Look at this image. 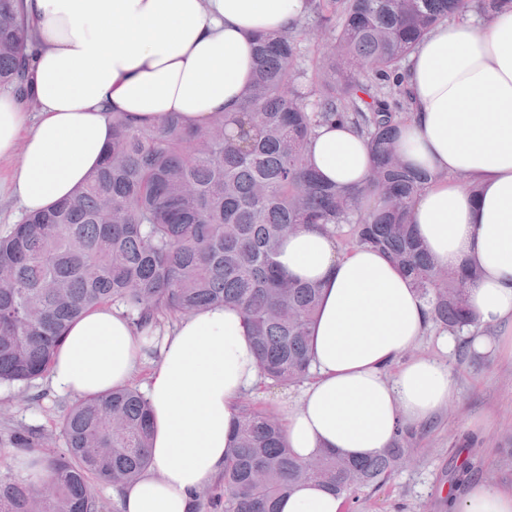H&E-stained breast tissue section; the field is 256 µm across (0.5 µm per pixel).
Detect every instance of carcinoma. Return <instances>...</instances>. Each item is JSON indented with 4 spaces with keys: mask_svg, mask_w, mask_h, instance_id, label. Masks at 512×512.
Here are the masks:
<instances>
[{
    "mask_svg": "<svg viewBox=\"0 0 512 512\" xmlns=\"http://www.w3.org/2000/svg\"><path fill=\"white\" fill-rule=\"evenodd\" d=\"M306 2L310 23L257 40L240 111L220 113L203 129L175 114L160 126L114 115L112 143L86 185L0 236V384L28 386L44 375L71 323L111 302L148 334L162 318L233 304L265 377L302 382L320 288L289 279L277 253L290 230L311 225L336 236L347 226L354 246L387 254L440 329L461 335L476 325L468 288L478 271L460 267L443 279L408 222L428 175L406 166L397 149L409 115L400 73L437 24L471 12L493 16L512 0ZM308 27L332 35L309 82L300 67ZM32 67L23 0H0V86L26 108ZM336 120L350 123L371 151L362 188L328 183L306 160L307 141ZM60 429L64 451L47 457L50 477L40 487L0 470V512H98L93 480L112 485L113 512H122V486L149 463L144 395L125 387L80 400ZM412 453L402 426L368 458L325 452L302 461L285 445L280 419L244 397L210 504L220 512H278L283 495L311 481L349 499L385 484ZM468 472V459L453 461L449 488Z\"/></svg>",
    "mask_w": 512,
    "mask_h": 512,
    "instance_id": "cac0c4a2",
    "label": "carcinoma"
}]
</instances>
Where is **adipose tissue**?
I'll return each mask as SVG.
<instances>
[{"label":"adipose tissue","instance_id":"1","mask_svg":"<svg viewBox=\"0 0 512 512\" xmlns=\"http://www.w3.org/2000/svg\"><path fill=\"white\" fill-rule=\"evenodd\" d=\"M36 60L26 112L0 93V158L19 156L11 192L24 211L73 196L102 162L112 115L152 122L178 115L202 126L237 111L252 81L255 38L301 22L306 0H25ZM408 119L398 129L409 167L429 180L408 216L435 262L480 272L468 290L483 326L512 322V11L449 20L408 55ZM328 182L363 186L372 159L346 123L317 128L306 146ZM278 263L320 285L310 339L311 377L280 402L284 436L302 460L331 451L362 458L387 447L398 422H423L452 393L432 358L388 367L416 345L428 308L411 280L370 248L342 251L331 234L289 235ZM153 418L147 469L121 492L124 512H193L232 446L241 398L265 380L240 311L214 306L145 336L102 305L75 320L51 367L63 394L89 398L134 382ZM318 483L298 486L278 512H342Z\"/></svg>","mask_w":512,"mask_h":512}]
</instances>
